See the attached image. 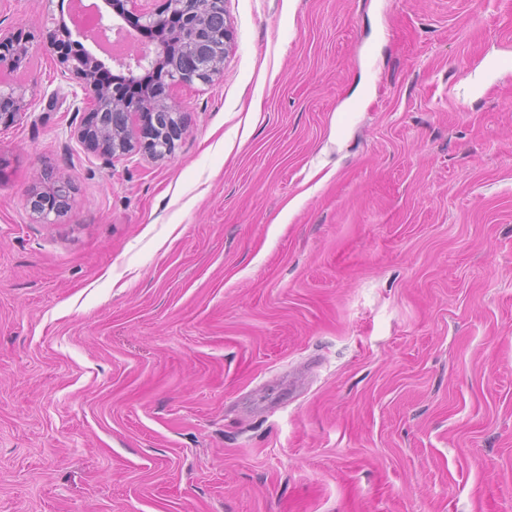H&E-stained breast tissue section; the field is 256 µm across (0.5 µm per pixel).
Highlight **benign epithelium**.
<instances>
[{
  "mask_svg": "<svg viewBox=\"0 0 512 512\" xmlns=\"http://www.w3.org/2000/svg\"><path fill=\"white\" fill-rule=\"evenodd\" d=\"M116 13L130 14L145 20L154 31L176 35L203 32L205 36L190 50L181 72L171 77L168 64L172 48L162 45L153 50H142L127 61L111 57L126 70L124 76L112 77V83H102L99 75L106 70L105 62L79 42L76 52H66L61 43L47 32L44 45L57 52L63 70L74 75L83 91V118L77 127V138L85 147L104 157L107 162L139 148L153 158L172 154L175 142L180 140L188 125L187 113L168 104L169 85L173 81L190 84L202 77L214 75L220 63L210 56L209 47L218 41L226 49L231 40L229 24L224 14V0H194L191 10L182 6V0H163L153 10H147L140 0H104ZM31 37L0 27V70H16L27 59ZM153 78L157 93L132 98L125 92L130 82H143ZM29 107L24 95L14 89L0 90V125L17 121ZM71 199V186L65 180L54 181L43 191H34L28 202L33 212L43 218L63 213Z\"/></svg>",
  "mask_w": 512,
  "mask_h": 512,
  "instance_id": "obj_1",
  "label": "benign epithelium"
}]
</instances>
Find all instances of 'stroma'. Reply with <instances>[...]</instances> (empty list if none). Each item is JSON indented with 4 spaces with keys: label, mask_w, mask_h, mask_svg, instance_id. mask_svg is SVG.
<instances>
[{
    "label": "stroma",
    "mask_w": 512,
    "mask_h": 512,
    "mask_svg": "<svg viewBox=\"0 0 512 512\" xmlns=\"http://www.w3.org/2000/svg\"><path fill=\"white\" fill-rule=\"evenodd\" d=\"M70 8L0 0V512H512V0H224L174 153L109 165ZM31 37L0 27V70H16L27 59ZM29 107L22 93L14 89H0V125L8 126L17 121ZM71 186L65 180H55L46 190L33 191L28 198L31 210L41 217L51 213L59 217L69 205Z\"/></svg>",
    "instance_id": "1"
}]
</instances>
